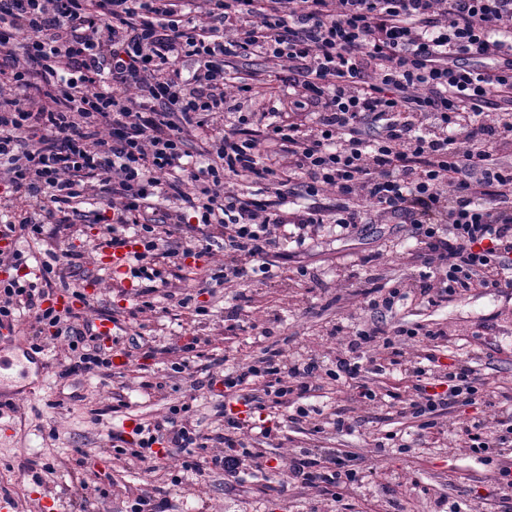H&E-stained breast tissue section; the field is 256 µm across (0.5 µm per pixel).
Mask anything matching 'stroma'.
Returning <instances> with one entry per match:
<instances>
[{
    "label": "stroma",
    "instance_id": "35a3bbf8",
    "mask_svg": "<svg viewBox=\"0 0 512 512\" xmlns=\"http://www.w3.org/2000/svg\"><path fill=\"white\" fill-rule=\"evenodd\" d=\"M108 234L100 224H75L61 229L60 246H72L79 264L93 283L87 286L91 313L129 307L130 282H119L102 264V242ZM277 278L253 281L216 294H204L200 316L182 313L175 298L190 285L193 259L184 268L166 266L165 277L173 297L165 310L140 315L137 322L121 319L124 331H141L155 346L198 336L208 340L215 353L226 356L228 366L243 364L258 354L261 339L257 326L266 322L285 354L294 357L309 351L335 354L339 342L329 334L336 322L355 324L370 320L356 298L357 290L374 285L413 286L421 269L418 247L405 224L378 223L367 215L364 224L339 236L322 227L303 246L281 244L275 257ZM307 277H300L299 269ZM248 299V319L228 321L237 296ZM440 325L447 329L448 346L412 342L408 357L436 353L443 363L469 360L496 395L512 396V288H477L435 307L404 305L384 317L382 326L394 331L402 325ZM68 354L66 344L48 346L45 367L31 366L26 377L16 379L13 393L0 400V498H10L17 512H41L44 497L54 498L58 512H80L78 487L88 482L92 512H123L129 489L138 487L142 473L112 457V434L131 428L133 421L160 419L170 405L188 402L193 418L204 431L222 432L215 414L217 398L208 390L193 391L192 380L166 378L163 365L147 360L130 363L118 376L100 380L85 376L60 378ZM163 390H156V383ZM412 378L403 369L379 374L363 372L340 385H325L319 397L306 406L324 411L347 409L354 423L350 433L325 426L309 433L306 427L286 424L281 447H268V457L287 461L298 447L319 445L358 455L366 480L357 490L343 493L344 503L335 512H391L389 499L399 484L418 481L419 492L408 493L404 512H437L439 499L462 502L474 512H505L503 492L497 485L495 465L482 464L467 448H455L418 434L416 420L404 417L383 402H362L359 385L379 392H401ZM403 436L406 452H377L387 432ZM53 467L52 475L36 480L29 462ZM150 479L166 492L177 512H299L300 489L289 488L287 497L262 494L225 481L221 471L202 477L186 472L178 457L160 459Z\"/></svg>",
    "mask_w": 512,
    "mask_h": 512
}]
</instances>
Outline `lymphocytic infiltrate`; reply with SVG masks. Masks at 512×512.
<instances>
[{
    "mask_svg": "<svg viewBox=\"0 0 512 512\" xmlns=\"http://www.w3.org/2000/svg\"><path fill=\"white\" fill-rule=\"evenodd\" d=\"M260 55L291 88L290 112H246L241 101L269 84L266 73L229 90V59ZM191 78H184L186 65ZM234 120L210 134L215 114ZM205 135L206 166L185 163L189 127ZM512 0H0V182L22 209L0 225V329L29 322L31 347L68 342L64 377L112 375L114 347L84 312L51 306L55 283L76 277L77 254L46 249L36 280L20 276L21 235L53 238L71 204L94 192L112 211L109 247L130 250L128 272L143 286L128 320L155 311L170 291L158 282L165 260L221 250L219 271L195 291L274 276L270 256L288 227L330 222L341 233L378 217L408 219L422 249L416 288H366L371 322L345 329L331 358L286 361L267 345L252 361L224 370L210 358L206 379H221L216 414L224 431L194 424L190 404L162 420L136 424L113 450L143 472L156 457L181 455L184 470L223 472L227 481L262 477V493L295 486L341 501L362 483L358 458L333 448H302L278 468L246 438L253 410L288 409L286 421L260 425L276 440L283 423L339 431L341 412L310 421L303 399L325 384L409 366L414 382L394 394L421 432L439 428L455 407L490 399L463 361L436 374L408 363L404 344L444 342L441 327L414 324L394 334L379 315L410 297L427 305L474 288L512 286ZM269 185L265 198L236 183ZM335 195L336 206L291 211L296 192ZM486 457L512 438V415L459 428Z\"/></svg>",
    "mask_w": 512,
    "mask_h": 512,
    "instance_id": "obj_1",
    "label": "lymphocytic infiltrate"
}]
</instances>
